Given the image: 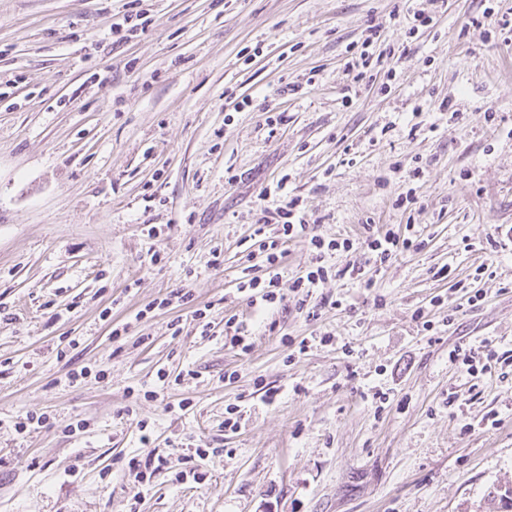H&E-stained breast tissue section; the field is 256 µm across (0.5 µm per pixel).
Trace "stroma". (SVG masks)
<instances>
[{
	"mask_svg": "<svg viewBox=\"0 0 512 512\" xmlns=\"http://www.w3.org/2000/svg\"><path fill=\"white\" fill-rule=\"evenodd\" d=\"M143 7L149 28L117 43L129 0H0V512H477L512 485V373L448 352L512 358V41L482 16L512 0ZM417 10L432 27L410 30ZM372 26L396 75L357 87L349 47ZM280 180L317 234L354 242L309 297L315 320L291 291L306 243L288 246L280 302L238 289L259 193ZM409 191L417 205L396 207ZM369 226L423 245L376 264ZM353 263L373 287L343 275ZM177 292L191 303L161 306ZM29 411L43 426L17 432ZM133 456L166 464L141 486ZM448 359L466 369L469 374L491 370V363L502 361L492 343L484 342L479 346H470L459 343L448 352ZM480 366V370H479Z\"/></svg>",
	"mask_w": 512,
	"mask_h": 512,
	"instance_id": "35a3bbf8",
	"label": "stroma"
}]
</instances>
